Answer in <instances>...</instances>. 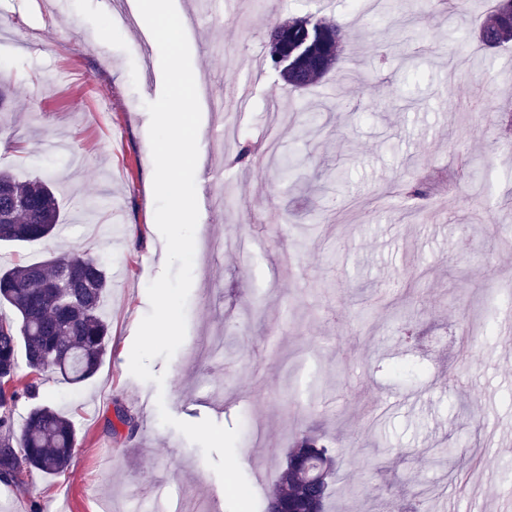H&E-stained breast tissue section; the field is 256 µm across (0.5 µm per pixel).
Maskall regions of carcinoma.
<instances>
[{
	"label": "carcinoma",
	"mask_w": 512,
	"mask_h": 512,
	"mask_svg": "<svg viewBox=\"0 0 512 512\" xmlns=\"http://www.w3.org/2000/svg\"><path fill=\"white\" fill-rule=\"evenodd\" d=\"M305 38L311 52L300 62L297 80L288 81L294 89L325 78L340 60L343 33L335 20L317 15L293 19L281 49L290 50ZM477 41L485 48L512 44V0H493ZM59 220V204L48 181L20 180L0 170V242L49 238ZM109 286L105 262L89 255L0 268V309L10 311L0 313V482L19 492L26 490L25 475L65 472L77 429L51 405L36 402L19 426L16 441L13 408L23 399H38L40 376L48 370L57 371L70 385L97 373L110 335L103 315ZM21 353L35 375L30 381L18 379ZM322 468L335 474L334 460L318 437L304 436L288 451L265 512H325L331 482L313 483Z\"/></svg>",
	"instance_id": "obj_1"
}]
</instances>
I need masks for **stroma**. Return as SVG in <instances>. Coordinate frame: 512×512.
I'll return each mask as SVG.
<instances>
[{
  "mask_svg": "<svg viewBox=\"0 0 512 512\" xmlns=\"http://www.w3.org/2000/svg\"><path fill=\"white\" fill-rule=\"evenodd\" d=\"M113 0H0V168L54 174V237L0 245V267L53 254L101 256L112 275L111 325L84 384L44 373L39 393L77 428L71 464L0 484V512H168L176 496L228 512L198 445L162 425L211 419L239 427L238 463L265 503L288 448L321 434L336 461L330 512H386L395 494L425 493L434 512H494L512 494V49L471 34L491 0L413 8L424 35L375 64L390 15L353 0H223L216 12L175 0L192 68L222 108L201 107L186 337L151 361L163 385L129 371L148 284L165 241L147 179L150 117L162 91L145 24L111 25ZM334 17L348 39L337 73L288 87L267 60L272 27ZM257 147L237 161L236 145ZM301 165L286 185L273 154ZM224 201L216 203L215 190ZM286 224L279 232L278 224ZM470 225L461 234L460 225ZM128 410L135 431L118 425Z\"/></svg>",
  "mask_w": 512,
  "mask_h": 512,
  "instance_id": "obj_1",
  "label": "stroma"
}]
</instances>
